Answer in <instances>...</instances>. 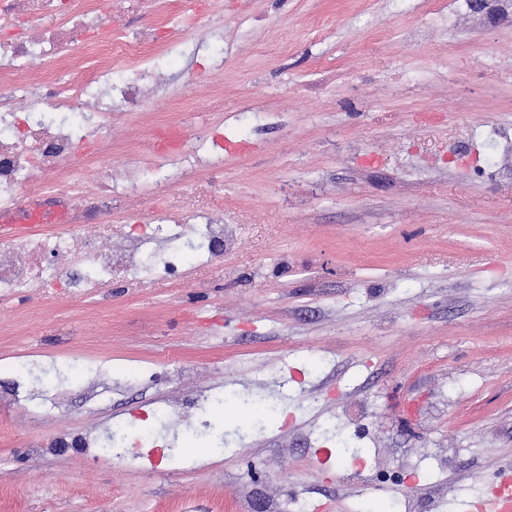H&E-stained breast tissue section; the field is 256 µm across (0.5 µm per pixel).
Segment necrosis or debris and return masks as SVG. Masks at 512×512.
<instances>
[{
    "label": "necrosis or debris",
    "instance_id": "4bbe7bcc",
    "mask_svg": "<svg viewBox=\"0 0 512 512\" xmlns=\"http://www.w3.org/2000/svg\"><path fill=\"white\" fill-rule=\"evenodd\" d=\"M167 22L156 0H112L102 19L93 0H0V214L31 210L52 195L60 220L0 240V300L27 297L30 289L92 293L114 278L159 277L199 265L232 243L220 218L206 212L187 223L149 216L145 231L129 232L122 248L95 217L128 197L152 198L154 187L135 179L112 180V115L149 111L155 98V51ZM111 53L118 67L95 65ZM184 106L168 126L197 130L196 148L224 154V140L200 125ZM98 171V188L84 194L74 174Z\"/></svg>",
    "mask_w": 512,
    "mask_h": 512
}]
</instances>
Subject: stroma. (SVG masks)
Wrapping results in <instances>:
<instances>
[{"label":"stroma","instance_id":"obj_1","mask_svg":"<svg viewBox=\"0 0 512 512\" xmlns=\"http://www.w3.org/2000/svg\"><path fill=\"white\" fill-rule=\"evenodd\" d=\"M164 45L152 111L113 122L112 171L135 152L162 178L152 130L194 83L203 122L247 148L151 208L211 211L234 242L167 282L0 302V388L59 403L37 424L0 405V512H475L512 467V21L466 0H186ZM228 388L284 411L212 414L220 459L188 463L187 399ZM163 402L168 448L134 430L133 458L100 466L55 445Z\"/></svg>","mask_w":512,"mask_h":512}]
</instances>
